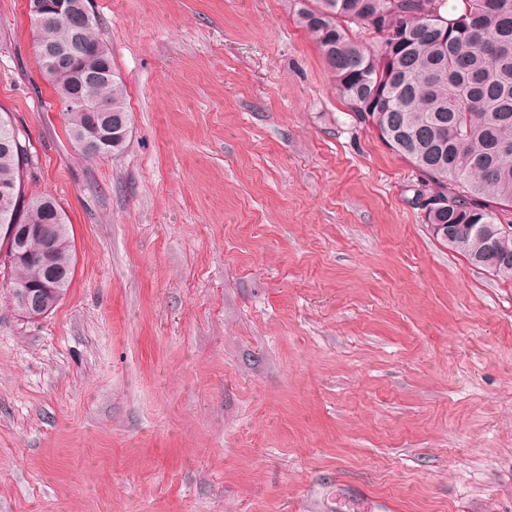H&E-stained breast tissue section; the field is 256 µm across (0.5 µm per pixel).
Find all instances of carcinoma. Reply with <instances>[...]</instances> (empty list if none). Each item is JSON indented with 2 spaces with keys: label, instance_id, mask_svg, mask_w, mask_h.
<instances>
[{
  "label": "carcinoma",
  "instance_id": "1",
  "mask_svg": "<svg viewBox=\"0 0 512 512\" xmlns=\"http://www.w3.org/2000/svg\"><path fill=\"white\" fill-rule=\"evenodd\" d=\"M295 0L297 24L320 50L336 89L359 123L373 129L419 175L414 197H427L426 223L436 236L470 261L502 277L486 254L487 235L498 232L512 249V0H460L448 14L447 0ZM35 56L57 95L65 127L82 156L91 129L106 137L103 156L119 155L130 136L112 135V122L99 120L84 101L103 98L112 118L132 128L124 82L95 17L73 49L72 67L105 74L107 82L83 83L52 68L42 47L64 46L67 21L30 18ZM377 34L373 45L354 28ZM23 132L0 113V250L16 228L27 238L24 255L11 265L10 288L45 284L67 294L75 249L72 226L50 195L23 194L28 165ZM439 224H463L453 241Z\"/></svg>",
  "mask_w": 512,
  "mask_h": 512
}]
</instances>
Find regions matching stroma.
<instances>
[{
    "instance_id": "stroma-1",
    "label": "stroma",
    "mask_w": 512,
    "mask_h": 512,
    "mask_svg": "<svg viewBox=\"0 0 512 512\" xmlns=\"http://www.w3.org/2000/svg\"><path fill=\"white\" fill-rule=\"evenodd\" d=\"M133 129L83 157L0 0L59 306L0 287V512H512V279L444 245L293 0H92Z\"/></svg>"
}]
</instances>
